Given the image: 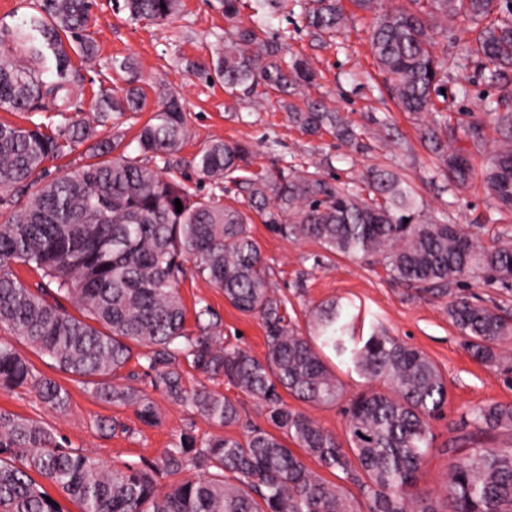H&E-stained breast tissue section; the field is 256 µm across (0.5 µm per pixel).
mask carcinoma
Instances as JSON below:
<instances>
[{
	"label": "carcinoma",
	"instance_id": "cac0c4a2",
	"mask_svg": "<svg viewBox=\"0 0 512 512\" xmlns=\"http://www.w3.org/2000/svg\"><path fill=\"white\" fill-rule=\"evenodd\" d=\"M215 2L232 29L210 46L208 62L188 60L186 70L224 84L238 99L276 93L301 132L327 133L358 149L355 131L324 101L310 100L303 108L288 103V94L316 80L305 59H285L287 49L266 38L269 21L288 9V0H249L248 26L236 24L242 0ZM294 2L314 40L332 39L343 29L340 0ZM408 2L375 15L371 53L397 106L417 116L420 137L448 182L463 185L470 157L442 134L440 117L448 107L437 97L450 72L474 61L486 62L485 79L493 85L512 71V0ZM95 6V0H34L32 12L14 27L0 28V111L49 110L62 118L51 130L33 119L27 126L0 121V191L36 186L26 204L0 222V328L52 359L73 381L94 385L100 398L135 406L146 425L160 422L156 403L114 382L133 358L144 360L152 387L219 428L239 422V403L202 383L187 387L181 365L224 376L240 393L264 402L271 429L205 440L185 430L155 461L109 467L66 446L51 429L0 411V512H63L57 500L46 502L44 481L81 512H353L338 486L304 461L348 474L351 455L364 475L359 490L369 512H442L432 497L414 490L433 449L431 419L448 402L440 369L383 328L357 335L355 316L336 301L318 306L311 331L299 332L288 321V299L271 285L246 209L258 212L274 233L379 266L421 297L454 295L448 319L471 358L489 365L497 361L496 347L512 339V317L453 286L478 277L512 291V229L485 246L462 225L425 216L422 201L398 174L369 169L358 190L326 173L327 160L255 172L250 145L221 139L207 141L194 157L200 180L218 189L201 195L167 175L189 137L183 106L171 93L160 95L158 108L139 126L135 155L114 154L123 141L121 119L144 111L146 97L134 61L115 56L110 68L126 74V87L93 94L90 109L99 125L110 121L117 132L99 139L97 127L80 116L83 78L72 55L97 56L87 34ZM180 6L181 0H122L120 8L134 21L163 23ZM458 18L473 24L474 37L440 58L434 35ZM499 108L498 101L485 104L504 136L484 182L496 205L511 211L512 109ZM92 139L90 162L46 180L47 160ZM232 191L241 198L224 202ZM187 261L233 307L261 320L263 358L224 341L222 320L207 305L195 311V330L187 329L179 293ZM14 263L40 271L42 281L28 286L13 272ZM334 358L370 384L344 407L346 449L281 396L285 391L311 404L339 402L344 389ZM28 385L46 407L65 408L66 388L36 376L30 360L1 338L0 389ZM462 426L473 436L512 430V403L473 407ZM188 468L202 474L158 492V478ZM444 497L448 512H512V448L476 445L452 458Z\"/></svg>",
	"mask_w": 512,
	"mask_h": 512
}]
</instances>
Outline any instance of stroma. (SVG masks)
<instances>
[{
	"label": "stroma",
	"mask_w": 512,
	"mask_h": 512,
	"mask_svg": "<svg viewBox=\"0 0 512 512\" xmlns=\"http://www.w3.org/2000/svg\"><path fill=\"white\" fill-rule=\"evenodd\" d=\"M343 8L345 28L336 39L323 43L313 40L296 14L277 15L268 35L286 42L290 53L306 58L317 75L305 94L290 96V103L301 106L309 98L325 100L356 128L364 151L348 150L328 136L313 140L302 135L289 125L275 94H268L260 104L236 100L225 92L223 84L186 72L185 60L208 59L210 45L228 27L222 12L212 8L209 0H182L180 13L162 24L129 20L114 9L113 0H96L89 32L97 43L98 56L96 65L82 70V100L90 102L101 86L115 90L124 87L123 76L112 72L109 62L116 54L132 56L148 110L156 109L157 94L162 90L177 95L183 104L190 137L178 154L174 174L188 185L197 182L194 155L204 142L215 138L250 144L257 170L279 161L305 165L327 159L331 174L350 184L356 182L360 171L378 166L404 174L430 215L464 225L484 244H492L503 228H512V211L498 208L483 182V168L502 138L484 105L497 99L502 88L485 83L475 66L449 76V127L460 132L477 124L484 133L481 144L470 150V180L463 187L449 189L418 136L415 119L399 111L385 89L367 40L372 14L357 10L350 0H345ZM462 86L467 89L463 95L458 92ZM250 230L270 268L273 286L288 299V316L298 331L307 332L316 306L331 300L350 302L360 308L366 324L382 327L416 346L444 374L448 404L432 421L434 449L417 474L418 492L442 499L451 454H464L477 442L491 448L512 447L510 430H491L471 440L460 426L462 415L470 408L512 402V359L491 365L473 360L463 346V337L448 320L447 297H419L406 285L387 279L381 268L327 253L311 241L272 233L260 217H253ZM179 289L186 307L201 300L217 312L226 341L264 357L265 333L258 317L239 312L225 300L221 289L198 277L194 270H187ZM16 347L29 355L36 375L54 378L67 388L69 402L64 410L48 409L30 386L11 393L0 390V410L41 423L63 436L67 446L87 451L106 464L158 459L187 429L201 439L215 432L202 417L153 390L137 361H130L125 371L134 375L135 387L150 394L158 406L162 421L155 427L143 425L134 407L100 400L93 385L72 381L51 359L32 353L24 342H17ZM207 385L240 401L243 422L229 427V435L243 437L250 424L267 427V409L262 403L239 395L220 376L208 380ZM286 402L335 435L339 443H346L342 404L313 405L291 396Z\"/></svg>",
	"instance_id": "obj_1"
}]
</instances>
